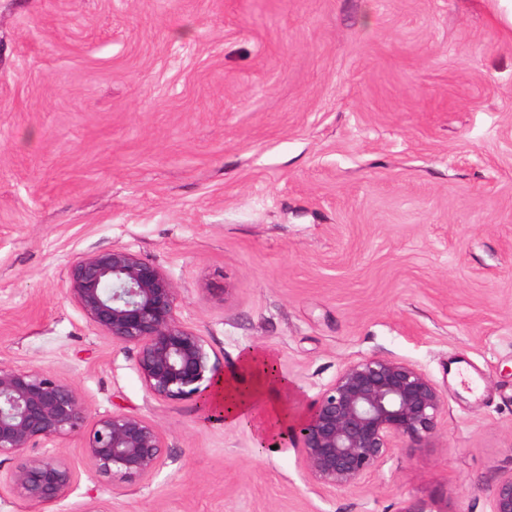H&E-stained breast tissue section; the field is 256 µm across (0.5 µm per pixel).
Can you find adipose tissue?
<instances>
[{"label":"adipose tissue","instance_id":"adipose-tissue-1","mask_svg":"<svg viewBox=\"0 0 512 512\" xmlns=\"http://www.w3.org/2000/svg\"><path fill=\"white\" fill-rule=\"evenodd\" d=\"M208 408L225 422L250 427L260 442L287 427L295 413L287 379L277 372L270 354L254 349L219 377Z\"/></svg>","mask_w":512,"mask_h":512}]
</instances>
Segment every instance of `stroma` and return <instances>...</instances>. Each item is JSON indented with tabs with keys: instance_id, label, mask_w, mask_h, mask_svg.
<instances>
[{
	"instance_id": "35a3bbf8",
	"label": "stroma",
	"mask_w": 512,
	"mask_h": 512,
	"mask_svg": "<svg viewBox=\"0 0 512 512\" xmlns=\"http://www.w3.org/2000/svg\"><path fill=\"white\" fill-rule=\"evenodd\" d=\"M497 0H0V363L164 431L150 479L45 512H490L512 473V30ZM126 248L223 370L253 348L309 408L349 363L438 386L419 447L326 489L293 447L160 402L68 292ZM483 383L469 397L452 364Z\"/></svg>"
}]
</instances>
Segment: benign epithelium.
I'll use <instances>...</instances> for the list:
<instances>
[{
  "label": "benign epithelium",
  "mask_w": 512,
  "mask_h": 512,
  "mask_svg": "<svg viewBox=\"0 0 512 512\" xmlns=\"http://www.w3.org/2000/svg\"><path fill=\"white\" fill-rule=\"evenodd\" d=\"M71 298L104 335L137 349V371L157 400L202 399L223 370L207 341L176 315L177 288L157 266L124 248L86 255L67 273ZM441 392L415 365L373 355L348 364L325 385L310 411L268 445H293L309 478L331 489L358 486L397 448L432 435ZM77 436L107 487L155 475L167 456L161 427L114 411L92 416L78 387L42 370L0 364V491L42 512L65 499L77 481L45 442ZM490 512H512V473L490 492Z\"/></svg>",
  "instance_id": "obj_1"
}]
</instances>
